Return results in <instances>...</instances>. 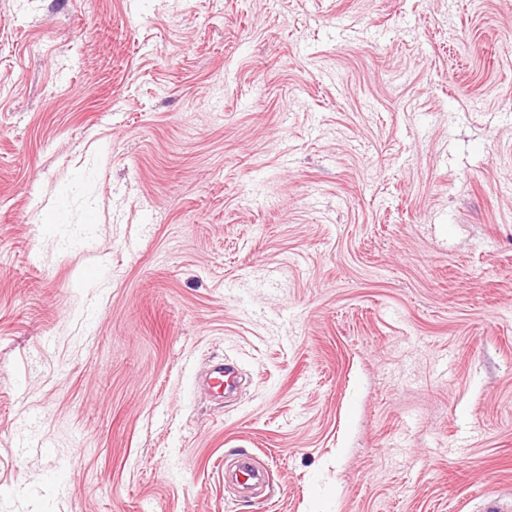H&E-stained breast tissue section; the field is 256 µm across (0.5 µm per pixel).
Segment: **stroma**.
<instances>
[{"mask_svg": "<svg viewBox=\"0 0 512 512\" xmlns=\"http://www.w3.org/2000/svg\"><path fill=\"white\" fill-rule=\"evenodd\" d=\"M496 497L512 0H0V512ZM237 373L231 365L217 364L208 374V385L218 393L234 390L238 383Z\"/></svg>", "mask_w": 512, "mask_h": 512, "instance_id": "1", "label": "stroma"}]
</instances>
